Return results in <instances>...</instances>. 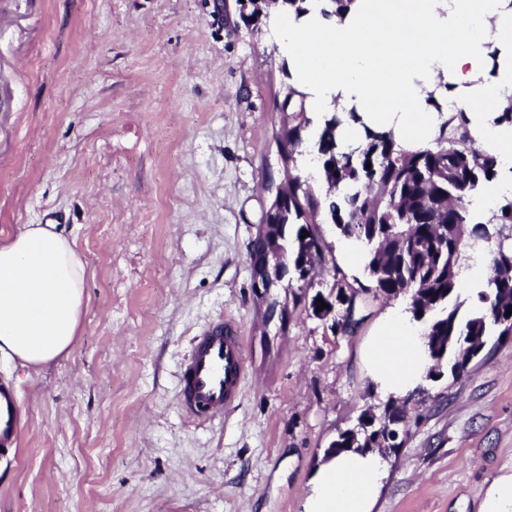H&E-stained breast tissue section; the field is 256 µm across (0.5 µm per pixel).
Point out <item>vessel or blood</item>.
I'll list each match as a JSON object with an SVG mask.
<instances>
[{
    "label": "vessel or blood",
    "mask_w": 512,
    "mask_h": 512,
    "mask_svg": "<svg viewBox=\"0 0 512 512\" xmlns=\"http://www.w3.org/2000/svg\"><path fill=\"white\" fill-rule=\"evenodd\" d=\"M244 338L236 323L217 321L192 341L178 372V396L184 412L196 419L223 417L248 379ZM24 422L15 390L0 384V450L12 447Z\"/></svg>",
    "instance_id": "vessel-or-blood-1"
}]
</instances>
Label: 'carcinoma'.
<instances>
[{
  "instance_id": "obj_1",
  "label": "carcinoma",
  "mask_w": 512,
  "mask_h": 512,
  "mask_svg": "<svg viewBox=\"0 0 512 512\" xmlns=\"http://www.w3.org/2000/svg\"><path fill=\"white\" fill-rule=\"evenodd\" d=\"M288 112V125L280 129L286 144L285 169L297 166L298 148L309 120L303 94L294 87L278 103ZM340 117L333 113L315 143L327 190L317 192L300 177L288 178L285 202L268 207V220L285 226L282 240L288 265L300 278L315 281L322 263V241L314 226L318 215L334 225L346 240L367 248L364 291L397 297L415 288L408 312L423 323L425 347L432 361L427 377L442 375L448 366L459 378L482 351L486 338L509 335L512 315V200H505L483 220L464 203L478 186L497 176L496 159L482 154L470 136L466 112L454 111L433 145L408 151L392 135L365 129L364 140L348 151L337 150ZM308 236H302V232ZM475 261L487 263L492 275L475 286V301L461 311L459 290L464 273ZM309 303L316 315L320 303H329L348 285L333 278L319 283ZM322 302H317V299ZM403 409L394 404L380 415L365 412L359 429L347 430L332 442L328 453L347 448H377L396 432Z\"/></svg>"
}]
</instances>
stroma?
<instances>
[{"instance_id":"stroma-1","label":"stroma","mask_w":512,"mask_h":512,"mask_svg":"<svg viewBox=\"0 0 512 512\" xmlns=\"http://www.w3.org/2000/svg\"><path fill=\"white\" fill-rule=\"evenodd\" d=\"M0 0V241L53 224L86 265L78 336L36 370L0 357L25 425L0 455V512H305L339 433L389 403L364 361L391 306L362 293L333 225L324 281L357 289V326L281 288L266 322L249 248L274 182L289 86L269 25L237 0ZM247 338L243 393L192 422L177 397L191 339ZM408 397L374 512H476L512 473V336Z\"/></svg>"}]
</instances>
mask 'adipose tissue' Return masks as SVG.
<instances>
[{"instance_id": "adipose-tissue-1", "label": "adipose tissue", "mask_w": 512, "mask_h": 512, "mask_svg": "<svg viewBox=\"0 0 512 512\" xmlns=\"http://www.w3.org/2000/svg\"><path fill=\"white\" fill-rule=\"evenodd\" d=\"M306 12L277 14L271 25L291 84L305 93L315 141L331 112L357 110L339 143L365 129L393 134L416 150L443 121L428 97L463 108L477 147L497 161L498 176L470 203L489 216L512 197V125L499 116L512 106V0H352L332 15L328 0H306ZM85 264L72 240L52 225L31 224L0 242V356L47 365L71 347L84 302ZM366 361L387 393L419 384L429 361L420 330L391 312L370 342ZM375 450L350 449L322 461L305 512H373L386 477Z\"/></svg>"}]
</instances>
